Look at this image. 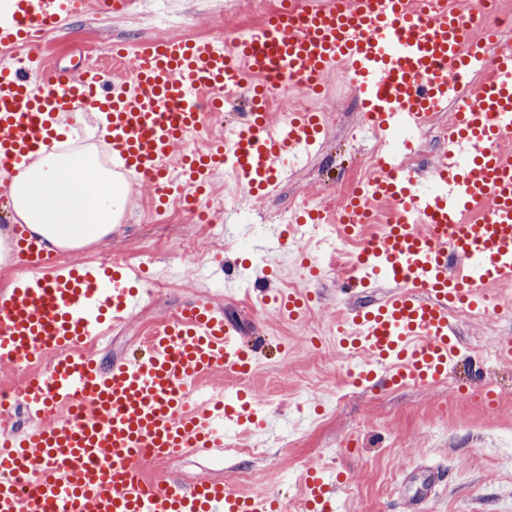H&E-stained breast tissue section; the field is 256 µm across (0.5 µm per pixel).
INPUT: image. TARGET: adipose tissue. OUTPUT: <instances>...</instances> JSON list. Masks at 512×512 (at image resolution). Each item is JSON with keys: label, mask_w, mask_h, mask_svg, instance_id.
Listing matches in <instances>:
<instances>
[{"label": "adipose tissue", "mask_w": 512, "mask_h": 512, "mask_svg": "<svg viewBox=\"0 0 512 512\" xmlns=\"http://www.w3.org/2000/svg\"><path fill=\"white\" fill-rule=\"evenodd\" d=\"M8 190L15 223L55 251L112 234L134 188L113 179L94 148L40 159L11 176Z\"/></svg>", "instance_id": "ef3b65f1"}]
</instances>
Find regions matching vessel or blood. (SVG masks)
<instances>
[{"label": "vessel or blood", "mask_w": 512, "mask_h": 512, "mask_svg": "<svg viewBox=\"0 0 512 512\" xmlns=\"http://www.w3.org/2000/svg\"><path fill=\"white\" fill-rule=\"evenodd\" d=\"M90 5L121 16L129 0H9L0 11V50H27L0 64L1 173L29 165L56 140L62 116L88 105L106 115L113 174L137 176L161 198L175 187L173 159L196 184L230 170L241 193L258 198L314 150L324 129L318 112L273 121L267 99L279 81L316 93L344 68L363 116L384 138L451 111L446 150L430 175L380 160L343 209L350 234L367 223L373 202L395 213L346 283L353 293L388 291L381 304L349 311L357 380L432 386L446 379L460 353L449 307L484 311L487 288L512 279V152L502 147L512 137V49L498 47L493 29L443 0L419 9L409 0H309L273 12L245 36L116 44L112 70L57 72L38 47ZM479 63L485 78L459 102L462 77ZM240 89L247 110L231 137L196 154L189 135L206 130L225 91ZM18 235L32 274L0 296V361L34 365L21 396L39 423L0 435V512H283L279 500L244 497L220 479L184 484L141 470L177 450L215 452L250 431L260 395L196 392L215 372L251 371L257 348L243 343L236 325L210 299L198 300L150 331L144 357L103 371L75 350L140 306L127 268L60 265L26 230ZM293 239L276 226L261 249L276 256ZM240 279V271L225 274V293L275 302L291 321L313 300L296 290L268 297L261 276L244 291ZM46 357L49 367L38 369ZM61 403L69 411L59 416ZM302 490L309 512H335L337 479L328 468L309 465Z\"/></svg>", "instance_id": "obj_1"}]
</instances>
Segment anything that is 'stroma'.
I'll list each match as a JSON object with an SVG mask.
<instances>
[{
    "label": "stroma",
    "mask_w": 512,
    "mask_h": 512,
    "mask_svg": "<svg viewBox=\"0 0 512 512\" xmlns=\"http://www.w3.org/2000/svg\"><path fill=\"white\" fill-rule=\"evenodd\" d=\"M149 3L133 0L124 16L112 20L93 11L79 17L48 36L41 47L44 60L65 70L95 60L112 43L151 37L145 15ZM166 4L194 38L252 24L230 0ZM357 105L352 85L338 73L329 74L321 95L322 145L296 166L294 177L278 193L229 211L224 235L235 241V248L214 250L202 263L184 261L181 251L199 237L192 216L173 217L148 208L151 188L139 184L118 229L73 258L93 262L101 255L128 257L147 243L153 251L148 274L173 270L177 276L170 288L147 294L136 314L113 327L110 344L93 354L105 367L130 359L138 354L139 338L148 327L196 299L211 298L244 336L264 342L246 383L264 395L267 406L262 414L276 434L257 436L259 451L246 457L189 453L173 458L162 468L163 476L186 483L202 477L225 480L245 467L259 477L251 496L275 495L287 501L301 494L306 462H324L347 477L337 491L346 512H404L408 498L414 500L415 512H512V363L490 355L501 339L512 337V317L458 322L461 356L446 383L371 389L348 382L350 364L336 344V323L344 305L333 276L325 273L311 282L315 299L299 330L261 304L246 307L225 298L220 288L225 265L252 255L282 211L321 191L328 204H335L332 185L347 180L357 164L341 130L345 124L358 125ZM482 352L487 355L485 377L496 383L499 393V408L490 416L478 399L457 391L469 381L471 357ZM432 470L439 474L434 485L428 479Z\"/></svg>",
    "instance_id": "1"
}]
</instances>
